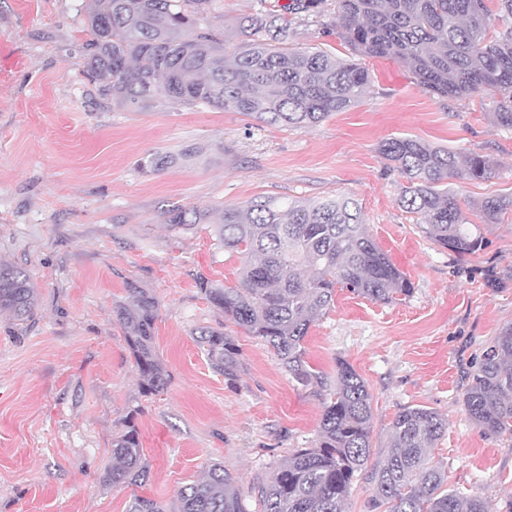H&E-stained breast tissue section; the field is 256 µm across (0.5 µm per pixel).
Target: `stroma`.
Returning a JSON list of instances; mask_svg holds the SVG:
<instances>
[{
    "label": "stroma",
    "instance_id": "35a3bbf8",
    "mask_svg": "<svg viewBox=\"0 0 512 512\" xmlns=\"http://www.w3.org/2000/svg\"><path fill=\"white\" fill-rule=\"evenodd\" d=\"M82 7L0 0L9 56L0 62V262L25 267L38 291L32 321L0 313V512H127L135 494L173 507L215 462L236 478L247 512H261L260 485L315 439L321 399L201 292L202 278L238 286L239 254L218 249L209 225L170 229L164 212L267 195L354 198L413 285L391 304L337 291L304 340L318 370L335 375L343 359L365 380L373 459L385 455L398 411L431 407L448 421L432 456L449 488L512 512V437L484 433L462 401L476 358L512 324V218L484 226L476 254L443 249L399 207L400 178L378 152L403 135L476 152L493 173L457 181L459 195L510 193L512 130L490 122L489 98L437 97L394 59L368 58L365 97L311 128L166 98L119 109L83 75ZM155 152L176 164L142 173L138 160ZM136 288L159 303L154 343L169 385L156 395L143 393L117 317ZM202 326L234 338L236 381L208 364L195 339ZM131 413L150 479L108 488L100 476Z\"/></svg>",
    "mask_w": 512,
    "mask_h": 512
}]
</instances>
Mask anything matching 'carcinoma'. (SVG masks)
<instances>
[{"instance_id":"cac0c4a2","label":"carcinoma","mask_w":512,"mask_h":512,"mask_svg":"<svg viewBox=\"0 0 512 512\" xmlns=\"http://www.w3.org/2000/svg\"><path fill=\"white\" fill-rule=\"evenodd\" d=\"M212 0H84L86 77L118 107L138 108L164 97L188 105L241 112L269 126L307 128L355 106L370 75L362 60L390 57L430 93L468 99L487 95L491 123L512 129V0H336L326 30H337L350 54L336 57L288 43L291 26L325 15L327 0H289L245 18L234 43L210 13ZM404 180L398 204L420 215L423 232L460 256L484 247L481 226L512 213V193L480 200L458 197L453 181L485 180L484 156L454 152L399 136L378 146ZM168 155L141 159L144 173L164 170ZM165 222L187 230L212 227L217 246L242 256L236 288L206 280L199 287L224 320L270 347L296 385L322 397L317 439L296 448L258 491L261 512H345L353 481L372 455V397L345 360L328 379L307 361L304 339L331 308L336 289L391 303L410 295V281L378 246L355 199L303 200L261 196L222 208L174 207ZM134 307L118 309L142 388L154 395L168 378L154 345L158 302L132 289ZM38 297L28 271L0 264V310L31 321ZM196 341L210 366L237 378L240 349L221 328L203 327ZM469 418L484 431L512 436V324L503 326L476 359L463 395ZM446 422L423 405L399 411L385 457L374 463L373 507L382 512H488L486 502L444 488L431 448ZM114 488L149 480L134 417L112 439V465L100 477ZM174 512H246L235 478L216 463L181 488ZM128 512H169L132 495Z\"/></svg>"}]
</instances>
